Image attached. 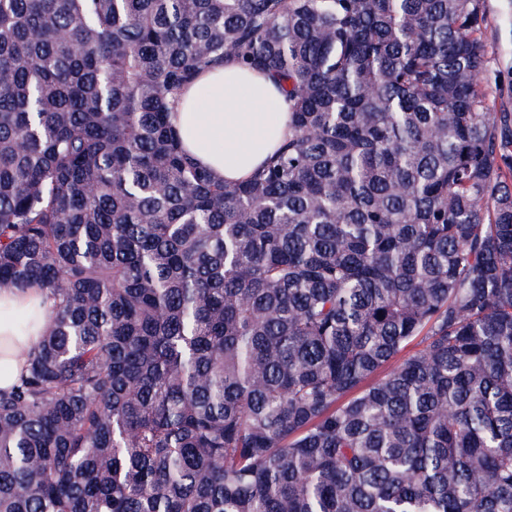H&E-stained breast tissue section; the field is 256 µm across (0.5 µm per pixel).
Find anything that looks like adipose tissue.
<instances>
[{"mask_svg":"<svg viewBox=\"0 0 512 512\" xmlns=\"http://www.w3.org/2000/svg\"><path fill=\"white\" fill-rule=\"evenodd\" d=\"M184 150L215 179H247L288 135V103L273 81L229 61L185 89L171 112ZM28 325L18 328L16 315ZM47 320L39 289L0 292V388L10 387Z\"/></svg>","mask_w":512,"mask_h":512,"instance_id":"adipose-tissue-1","label":"adipose tissue"}]
</instances>
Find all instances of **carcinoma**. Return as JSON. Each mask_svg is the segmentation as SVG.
I'll use <instances>...</instances> for the list:
<instances>
[{
	"label": "carcinoma",
	"instance_id": "carcinoma-1",
	"mask_svg": "<svg viewBox=\"0 0 512 512\" xmlns=\"http://www.w3.org/2000/svg\"><path fill=\"white\" fill-rule=\"evenodd\" d=\"M486 0H0V512H512V115ZM234 59L291 132L220 182ZM419 349L396 361L412 343ZM488 67L481 92L489 112L512 114V0H486ZM288 114L271 79L229 61L185 89L170 119L183 149L215 179L238 182L288 136ZM25 314L28 326L20 329L14 322ZM47 320V308L38 288L24 292H0V388H8L24 366V355L34 344Z\"/></svg>",
	"mask_w": 512,
	"mask_h": 512
}]
</instances>
